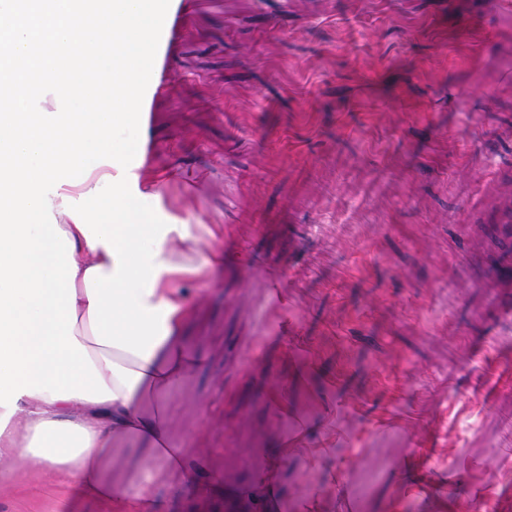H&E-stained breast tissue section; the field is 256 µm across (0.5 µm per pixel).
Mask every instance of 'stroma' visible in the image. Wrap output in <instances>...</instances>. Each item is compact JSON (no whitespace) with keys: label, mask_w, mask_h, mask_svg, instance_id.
<instances>
[{"label":"stroma","mask_w":512,"mask_h":512,"mask_svg":"<svg viewBox=\"0 0 512 512\" xmlns=\"http://www.w3.org/2000/svg\"><path fill=\"white\" fill-rule=\"evenodd\" d=\"M151 78L157 223L196 237V361L158 402L188 481L112 451L149 512H512V388L477 397L512 224V0H173ZM230 228V237L221 228ZM286 271L283 336L263 269ZM430 428L424 480L411 426ZM275 468V495L258 475ZM501 472L491 481L487 470ZM344 483L346 495L334 491ZM0 512H114L17 474Z\"/></svg>","instance_id":"1"}]
</instances>
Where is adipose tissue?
<instances>
[{"label":"adipose tissue","mask_w":512,"mask_h":512,"mask_svg":"<svg viewBox=\"0 0 512 512\" xmlns=\"http://www.w3.org/2000/svg\"><path fill=\"white\" fill-rule=\"evenodd\" d=\"M59 194L72 204L63 230L77 265L73 334L113 397L21 396L0 433V460L105 499L112 482L104 470L115 446L131 440L150 460L174 459L162 446L168 426L150 404L185 372L182 332L190 313L176 283L201 268L185 225L154 223L152 194L128 193L110 166L95 168L85 183L62 185Z\"/></svg>","instance_id":"ef3b65f1"}]
</instances>
